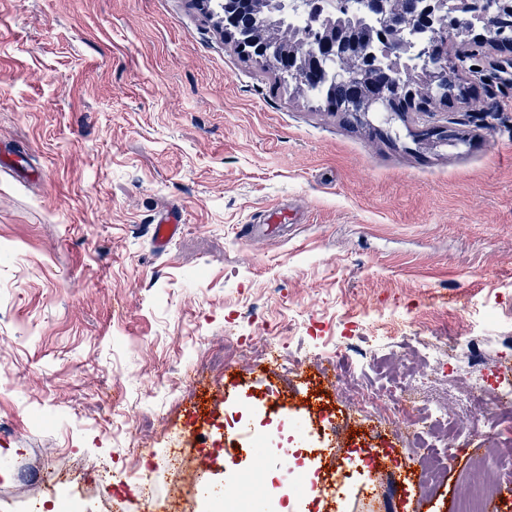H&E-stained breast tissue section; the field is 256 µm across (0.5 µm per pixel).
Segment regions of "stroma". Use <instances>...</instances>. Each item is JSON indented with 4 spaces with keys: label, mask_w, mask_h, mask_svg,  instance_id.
Returning <instances> with one entry per match:
<instances>
[{
    "label": "stroma",
    "mask_w": 512,
    "mask_h": 512,
    "mask_svg": "<svg viewBox=\"0 0 512 512\" xmlns=\"http://www.w3.org/2000/svg\"><path fill=\"white\" fill-rule=\"evenodd\" d=\"M504 58L470 59V102L356 122L240 55L195 0H0V512L62 491L80 512H205L243 415L281 446L298 420L311 447L376 456L332 510L282 492L262 512H457L488 428L462 413L426 487L423 449L319 355L428 369L433 336L457 373L512 365ZM429 128L457 137L417 144ZM170 207L184 223L160 250Z\"/></svg>",
    "instance_id": "1"
}]
</instances>
